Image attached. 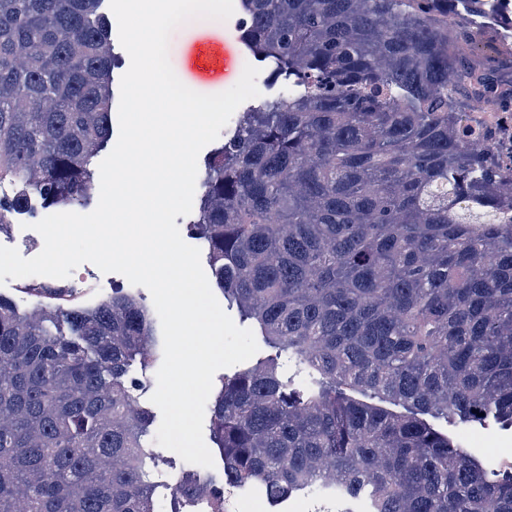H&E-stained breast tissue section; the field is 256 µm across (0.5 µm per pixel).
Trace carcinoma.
I'll use <instances>...</instances> for the list:
<instances>
[{"instance_id": "1", "label": "carcinoma", "mask_w": 512, "mask_h": 512, "mask_svg": "<svg viewBox=\"0 0 512 512\" xmlns=\"http://www.w3.org/2000/svg\"><path fill=\"white\" fill-rule=\"evenodd\" d=\"M102 0H0V231L82 205L112 135L116 56ZM244 41L304 87L253 107L204 161L198 216L215 284L273 354L224 376V481L309 489L365 512H512L487 470L424 416L512 427V192L456 99L512 83L484 0H241ZM0 296V512H156L155 457L131 366L162 353L134 296ZM286 354L309 377L279 372ZM401 405L404 413L383 406Z\"/></svg>"}]
</instances>
